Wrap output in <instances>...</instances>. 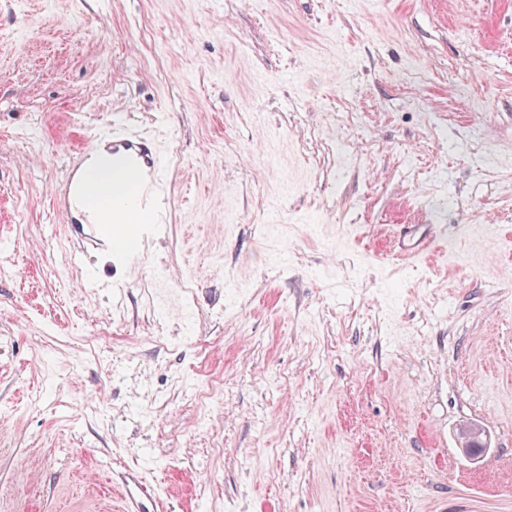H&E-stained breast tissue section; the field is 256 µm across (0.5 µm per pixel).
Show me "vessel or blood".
Returning <instances> with one entry per match:
<instances>
[{
    "label": "vessel or blood",
    "mask_w": 512,
    "mask_h": 512,
    "mask_svg": "<svg viewBox=\"0 0 512 512\" xmlns=\"http://www.w3.org/2000/svg\"><path fill=\"white\" fill-rule=\"evenodd\" d=\"M102 144L101 138L94 136L71 150L67 170L54 182L51 194L57 211L73 221L71 256L75 261H82L89 251L94 250L126 263L136 252L135 238H151L163 227L162 156L153 142L120 129L113 131L110 144L115 186L119 189L129 187L134 191L132 202L120 205L117 216L121 226H133L135 235L120 239L116 236L117 227H107L95 223L88 216L74 214L73 200L87 176L86 160ZM431 240V235L412 231L399 241L397 251L400 255L412 257L425 254L430 250ZM121 483L125 512H151L153 503L148 496V488L137 473H125Z\"/></svg>",
    "instance_id": "obj_1"
}]
</instances>
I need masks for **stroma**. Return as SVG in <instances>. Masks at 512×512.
Here are the masks:
<instances>
[{
  "label": "stroma",
  "mask_w": 512,
  "mask_h": 512,
  "mask_svg": "<svg viewBox=\"0 0 512 512\" xmlns=\"http://www.w3.org/2000/svg\"><path fill=\"white\" fill-rule=\"evenodd\" d=\"M116 125L165 229L65 265ZM1 257L0 512H512V0H0ZM432 239L429 234L409 232L398 242L397 252L400 255L412 257L426 254L430 251L429 244ZM121 483L124 510L126 512H150L154 510L153 502L147 496L148 488L137 473H125L121 477Z\"/></svg>",
  "instance_id": "35a3bbf8"
}]
</instances>
